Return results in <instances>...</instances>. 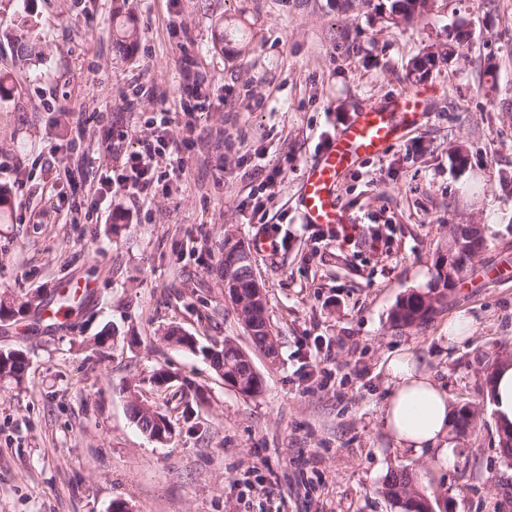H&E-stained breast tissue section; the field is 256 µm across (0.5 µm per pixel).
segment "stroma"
<instances>
[{
  "label": "stroma",
  "mask_w": 512,
  "mask_h": 512,
  "mask_svg": "<svg viewBox=\"0 0 512 512\" xmlns=\"http://www.w3.org/2000/svg\"><path fill=\"white\" fill-rule=\"evenodd\" d=\"M117 6L139 29L126 53L112 43ZM23 12L47 59L18 68L0 42L13 88L0 100V297L40 300L0 320V349L29 360L22 383L0 381V512H108L116 500L132 512H397L382 487L400 468L448 512H512V464L474 360L512 343V279L487 275L512 264V0H433L411 26L337 0H0V29ZM457 30L463 56L415 81L413 61ZM418 90L426 115L345 173L349 238L325 240L298 204L307 165L363 106ZM163 107L196 127L183 177L161 180L151 206L104 215L88 198L101 158L133 149L122 132ZM266 222L288 234L287 248L253 254L273 358L216 272L225 240L252 247ZM452 224L484 229L472 277L425 325L393 326L396 302L433 286ZM76 281L79 308L45 319L55 287ZM459 315L472 330L451 344ZM173 326L197 350L165 341ZM227 340L249 352L259 394H239L206 358ZM399 352L451 404L481 411L475 433L453 438L452 467L396 448L380 421ZM158 367L173 376L161 390L148 383ZM134 382L173 424L169 442L130 419Z\"/></svg>",
  "instance_id": "stroma-1"
}]
</instances>
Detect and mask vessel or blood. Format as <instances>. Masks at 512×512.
I'll return each instance as SVG.
<instances>
[{
    "label": "vessel or blood",
    "instance_id": "b4317fda",
    "mask_svg": "<svg viewBox=\"0 0 512 512\" xmlns=\"http://www.w3.org/2000/svg\"><path fill=\"white\" fill-rule=\"evenodd\" d=\"M426 104L420 94L400 95L390 104H369L339 129L328 147L304 173L300 206L306 223L333 227L346 223L337 204L342 175L360 159L382 154L423 115Z\"/></svg>",
    "mask_w": 512,
    "mask_h": 512
}]
</instances>
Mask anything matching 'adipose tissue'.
I'll return each instance as SVG.
<instances>
[{
	"label": "adipose tissue",
	"instance_id": "ef3b65f1",
	"mask_svg": "<svg viewBox=\"0 0 512 512\" xmlns=\"http://www.w3.org/2000/svg\"><path fill=\"white\" fill-rule=\"evenodd\" d=\"M387 373L392 389L381 415L385 430L399 448L417 455L433 452L438 466H452L454 453L448 444L452 410L445 388L407 352L389 359ZM487 399L499 425H512V362L495 367Z\"/></svg>",
	"mask_w": 512,
	"mask_h": 512
}]
</instances>
